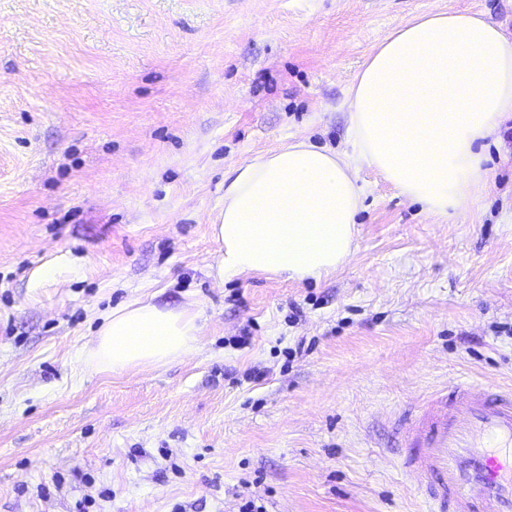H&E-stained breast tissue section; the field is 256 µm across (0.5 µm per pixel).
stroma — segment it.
<instances>
[{"label":"stroma","instance_id":"stroma-1","mask_svg":"<svg viewBox=\"0 0 512 512\" xmlns=\"http://www.w3.org/2000/svg\"><path fill=\"white\" fill-rule=\"evenodd\" d=\"M459 10L512 41V0H0V512H424L398 417L512 387V120L451 217L362 168L330 275L215 283L209 226L242 163L348 150L367 58ZM57 251L90 273L32 291ZM144 296L194 302L198 350L89 370Z\"/></svg>","mask_w":512,"mask_h":512}]
</instances>
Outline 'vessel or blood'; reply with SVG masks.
<instances>
[{
  "mask_svg": "<svg viewBox=\"0 0 512 512\" xmlns=\"http://www.w3.org/2000/svg\"><path fill=\"white\" fill-rule=\"evenodd\" d=\"M431 512H512V388L461 381L399 420Z\"/></svg>",
  "mask_w": 512,
  "mask_h": 512,
  "instance_id": "b4317fda",
  "label": "vessel or blood"
}]
</instances>
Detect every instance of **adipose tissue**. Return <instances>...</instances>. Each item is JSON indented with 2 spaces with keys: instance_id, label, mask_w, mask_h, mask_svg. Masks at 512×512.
Masks as SVG:
<instances>
[{
  "instance_id": "1",
  "label": "adipose tissue",
  "mask_w": 512,
  "mask_h": 512,
  "mask_svg": "<svg viewBox=\"0 0 512 512\" xmlns=\"http://www.w3.org/2000/svg\"><path fill=\"white\" fill-rule=\"evenodd\" d=\"M351 151L300 141L240 165L224 189L211 236V276L244 273L318 279L355 246L364 189L376 168L411 202L449 216L476 200L486 171L479 144L512 118V43L467 10L418 17L385 38L348 101ZM193 305L139 298L113 309L91 340L94 371L163 367L198 347Z\"/></svg>"
}]
</instances>
